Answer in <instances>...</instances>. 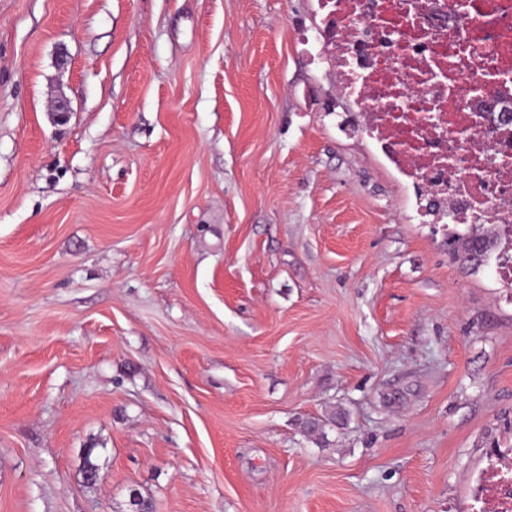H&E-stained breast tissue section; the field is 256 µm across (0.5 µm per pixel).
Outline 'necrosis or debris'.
Segmentation results:
<instances>
[{
    "label": "necrosis or debris",
    "instance_id": "4bbe7bcc",
    "mask_svg": "<svg viewBox=\"0 0 512 512\" xmlns=\"http://www.w3.org/2000/svg\"><path fill=\"white\" fill-rule=\"evenodd\" d=\"M318 6L301 41L317 45L372 145L417 187L421 220L494 228L497 271L512 284V0ZM470 493L471 512H512V448L487 457Z\"/></svg>",
    "mask_w": 512,
    "mask_h": 512
}]
</instances>
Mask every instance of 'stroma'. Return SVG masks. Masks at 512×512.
Returning a JSON list of instances; mask_svg holds the SVG:
<instances>
[{"label":"stroma","mask_w":512,"mask_h":512,"mask_svg":"<svg viewBox=\"0 0 512 512\" xmlns=\"http://www.w3.org/2000/svg\"><path fill=\"white\" fill-rule=\"evenodd\" d=\"M317 9L0 0V512H468L512 286L340 126Z\"/></svg>","instance_id":"35a3bbf8"}]
</instances>
